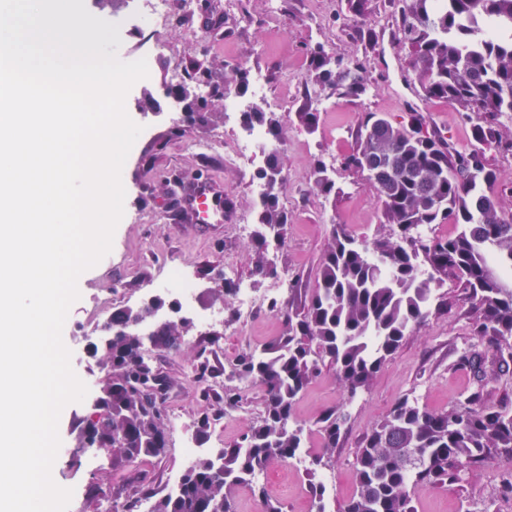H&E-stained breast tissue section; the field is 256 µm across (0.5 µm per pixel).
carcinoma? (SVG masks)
<instances>
[{
	"label": "carcinoma",
	"mask_w": 512,
	"mask_h": 512,
	"mask_svg": "<svg viewBox=\"0 0 512 512\" xmlns=\"http://www.w3.org/2000/svg\"><path fill=\"white\" fill-rule=\"evenodd\" d=\"M504 35L486 37L484 25ZM396 40L407 51L417 93L424 101L443 100L473 124L466 153L429 132L419 113L393 122L376 112L361 121L358 142L345 165L374 186L390 236L359 244L344 228L333 229L324 253L318 286L301 305L271 301L269 311L283 332L257 352L242 351L231 376L263 391L264 411L240 440L224 447L215 460L202 458L181 477L178 487L156 498L150 512H234L230 489L249 484L263 497L264 512H284L266 497L256 472L268 463L287 462L302 448L303 428L294 404L320 374L328 359L347 397L368 386L407 332L429 316L432 286L452 276L478 313L477 333L499 344L493 357L476 349L460 361L473 372L478 390L450 409L438 412L404 400L366 435L356 455V492L338 512H416L410 488L459 483L473 467L505 462L504 494H512V413L478 404L480 389L512 368V216L499 209L490 189L495 175L487 167L488 148L504 142L493 124L512 114V0H399ZM311 81L327 98L357 97L366 75L357 67H336V58L317 47L308 55ZM188 80L210 89V98L231 89L244 94L247 70H193ZM246 121L280 136L278 120L256 107ZM295 119L314 132L318 113L302 106ZM278 182L257 203L254 237L260 250L284 245L288 215L280 207ZM316 189L330 195L335 181L318 167ZM453 222L449 237H423L430 224ZM128 309L112 310V346L96 353L105 371L101 393L111 408L99 449L113 464L132 466L164 455L166 409L156 407L171 380L139 355ZM187 327L170 324L157 331L153 346L173 349ZM344 420L335 407L317 421L322 454L306 469L317 512H325L326 489L316 480L324 458L337 447ZM126 486L113 498V512H135L138 500Z\"/></svg>",
	"instance_id": "cac0c4a2"
}]
</instances>
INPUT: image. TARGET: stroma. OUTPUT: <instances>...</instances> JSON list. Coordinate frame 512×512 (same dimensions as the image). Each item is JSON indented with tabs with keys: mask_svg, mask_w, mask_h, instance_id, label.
Segmentation results:
<instances>
[{
	"mask_svg": "<svg viewBox=\"0 0 512 512\" xmlns=\"http://www.w3.org/2000/svg\"><path fill=\"white\" fill-rule=\"evenodd\" d=\"M192 17L174 15L153 38H145L136 23V0H115L102 6L84 0L93 15L119 23L125 36L119 54L145 58L149 75L137 81L126 96V112L142 132L122 169L125 188L124 214L118 223L111 251L78 279L79 299L71 306L62 338L71 351L76 375L87 385L91 397L101 392L104 373L87 355L88 336L81 328L92 316L100 298L119 292L123 305L140 308L139 300L150 284L160 280L172 265L185 267L198 281L199 309H223L224 321L211 336H198L189 329L180 348L146 349L160 371L173 385L167 395L168 411L178 412L195 429L199 447L215 452L236 441L263 410V392L257 386L241 388L242 401L224 428L208 427L198 432L204 418L214 417L217 395L223 394L227 375L245 348H260L279 336L281 319L268 307H258L250 317V336L233 335L237 322L231 295L217 296L218 273L232 265L236 280L246 282L264 301L277 296L282 281L293 282L296 300L308 298L317 286L319 265L333 225L340 224L357 242L391 232L385 223L376 191L365 176L347 169L343 160L357 145L358 125L365 113L379 112L400 121L407 105L419 103L427 126L437 131L458 151L471 142V124L455 107L439 101H420L406 52L395 42L382 40L380 28L396 20L391 0H369L365 14L354 15L348 0H324L320 12H312L308 0H279L288 26L284 39H276L268 24V0H196ZM323 46L326 52L348 65L364 64L367 91L359 98L325 99L319 88H307L308 52ZM214 63L233 68L262 69L267 75V99L262 107L274 113L288 135L281 152L288 180L279 194L289 216L286 244L275 254L276 274L254 273L259 251L253 236L232 234V222L255 221V197L251 174L224 160L220 150L205 149L206 140L219 137L233 142L240 134L238 121L227 119L223 103H216L210 125L185 127L181 137L169 133V112H142L138 103L146 94L161 98L165 86L185 81L191 62ZM289 98L290 111L277 102ZM317 106L320 117L315 133H308L293 114L303 102ZM333 159L331 175L341 192L338 196L315 193L316 160ZM184 183L208 181L221 184L230 201V220L223 224H198L180 217V202L169 194L172 179ZM435 294L444 301L432 310L426 323L401 341L399 347L375 374L366 390L350 402L349 418L328 469L336 486L327 492L331 512L356 489L354 461L365 435L401 400H418L429 409L443 411L463 401L476 383L459 358L464 349L478 346L493 353V337L478 336L477 313L453 280L438 286ZM205 367V381H198L196 367ZM480 391V390H477ZM484 407L512 412V374L486 387ZM344 393L330 364L302 392L294 415L303 425V446L309 454L321 450L316 419L345 402ZM89 409L86 401L68 404L61 412L58 433L60 450L52 468L53 479L72 489L68 512H106L114 488L139 470L147 480L142 491L166 494V478L182 473L185 464L177 453L179 441L169 438L165 455L138 463L136 468L116 466L112 458L95 448L79 447L73 422ZM501 469L486 465L472 468L462 484L443 488L416 486L410 495L417 512H512V496L500 491Z\"/></svg>",
	"mask_w": 512,
	"mask_h": 512,
	"instance_id": "35a3bbf8",
	"label": "stroma"
}]
</instances>
